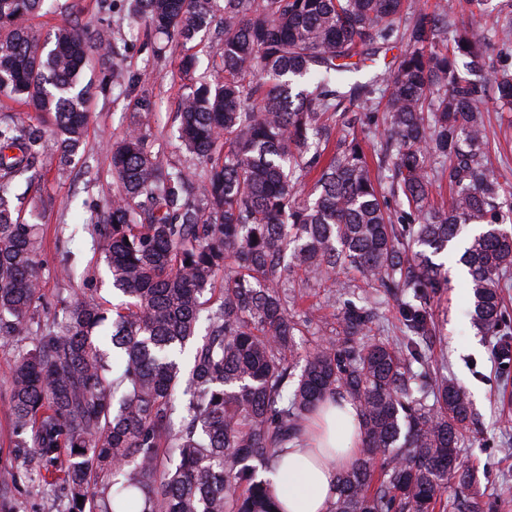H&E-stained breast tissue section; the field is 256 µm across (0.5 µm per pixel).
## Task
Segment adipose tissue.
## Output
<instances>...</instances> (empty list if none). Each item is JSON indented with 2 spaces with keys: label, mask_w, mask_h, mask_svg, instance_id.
Instances as JSON below:
<instances>
[{
  "label": "adipose tissue",
  "mask_w": 512,
  "mask_h": 512,
  "mask_svg": "<svg viewBox=\"0 0 512 512\" xmlns=\"http://www.w3.org/2000/svg\"><path fill=\"white\" fill-rule=\"evenodd\" d=\"M361 447L353 405H335L314 416L305 446L289 449L271 478V491L284 512H331L339 476L352 466Z\"/></svg>",
  "instance_id": "1"
}]
</instances>
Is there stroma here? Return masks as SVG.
Listing matches in <instances>:
<instances>
[{
  "label": "stroma",
  "instance_id": "1",
  "mask_svg": "<svg viewBox=\"0 0 512 512\" xmlns=\"http://www.w3.org/2000/svg\"><path fill=\"white\" fill-rule=\"evenodd\" d=\"M74 20L111 33L109 51L93 53L85 81L99 83L105 62L120 65L134 78V88H114L93 95L87 104L90 121L83 146L69 179L57 180V155L45 151L23 210L42 215L41 300L33 315L36 324L52 322L66 302L82 295L110 310L123 301L113 289L101 255L99 239L87 221L100 213L116 186L107 158L109 143L136 127L140 114L136 101L149 97L155 114L149 131L153 152L168 164L196 166L195 157L177 140L176 113L188 87L200 80L222 78L219 58L209 37L188 43L148 34L142 22L128 18L126 0H112L103 10L101 0H57L56 13L34 19L41 37H48L65 20ZM195 56V70L183 71L184 56ZM489 158L496 170L512 183V112L490 109L486 115ZM448 289L434 299L436 334L430 339L427 361L443 368L466 390L472 403V422L459 444V459L478 476L477 492L485 512H512V364H497L491 337L477 334L469 323L465 282L455 273V258H445ZM32 343L31 337L0 339V472L13 481L0 489V512H71L66 485L40 481L38 460H22L18 438L8 409L10 368Z\"/></svg>",
  "mask_w": 512,
  "mask_h": 512
}]
</instances>
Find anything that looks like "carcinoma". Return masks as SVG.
<instances>
[{"label": "carcinoma", "mask_w": 512, "mask_h": 512, "mask_svg": "<svg viewBox=\"0 0 512 512\" xmlns=\"http://www.w3.org/2000/svg\"><path fill=\"white\" fill-rule=\"evenodd\" d=\"M129 2L156 36L187 43L218 27L224 76L190 86L179 112L180 141L205 167L164 164L141 129L112 145L117 190L94 227L128 301L111 319L70 301L33 336L11 369L14 429L32 433L18 447L44 462V482L66 484L73 512H272L259 472L301 444L327 397L346 396L361 451L331 512H435L450 480L482 512L457 453L468 396L413 364L448 287L434 258L470 226L459 262L471 324L512 347V185L486 161L484 120L489 102L512 111V70L498 64L512 21L487 41L476 26L493 0H467L460 24L456 0L411 13L405 0ZM52 5L0 0V94L28 107L0 118L1 338L30 335L40 300V226L13 205L16 183L48 135L67 173L88 127L82 75L110 44L71 21L40 39L29 20ZM125 83L115 66L97 88ZM381 99L384 138L371 146ZM341 272L401 290V336L364 340L380 302L349 298ZM298 273L341 301L331 335L305 350L297 337L316 318L293 290Z\"/></svg>", "instance_id": "carcinoma-1"}]
</instances>
